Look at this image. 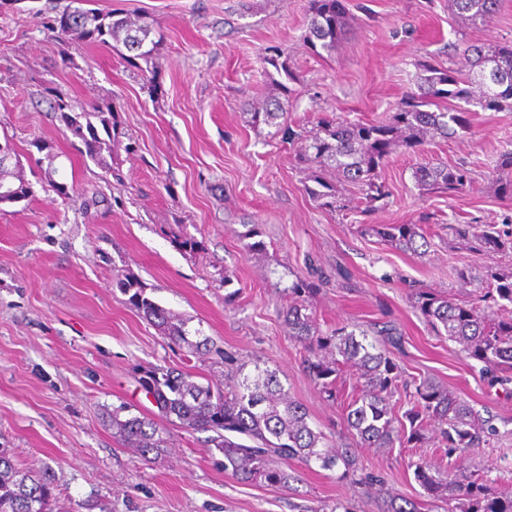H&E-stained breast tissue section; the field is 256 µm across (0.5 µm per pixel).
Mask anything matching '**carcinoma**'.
Segmentation results:
<instances>
[{
  "label": "carcinoma",
  "mask_w": 512,
  "mask_h": 512,
  "mask_svg": "<svg viewBox=\"0 0 512 512\" xmlns=\"http://www.w3.org/2000/svg\"><path fill=\"white\" fill-rule=\"evenodd\" d=\"M502 0H448V9L460 27L476 26L490 19ZM346 20L342 0H308L307 43L312 48L331 50ZM59 37L75 34L91 43L125 49L123 58L140 60L145 71L152 72L153 58L160 40L153 38V24L115 17L114 12L65 7L56 13L48 27ZM462 69H439L425 65L428 75L408 92L396 112L381 124L360 122H324L310 137L297 140L300 161L319 169H331L357 185L367 208L389 197L380 170L396 149L422 152L435 136H452L468 128L462 111L427 110L438 100L452 99L484 110H512V46L469 45L464 50ZM503 73L505 81L489 89L482 80L487 69ZM66 125L81 139L84 153L100 160L110 151L109 141L100 137L98 128L119 132L113 121L115 106L110 98L90 111L65 112L58 104ZM288 116V104L272 100L253 108V123L274 124ZM496 181L505 192L512 191V149L503 151L495 165ZM417 186L423 190L456 193L474 182L464 166L420 164L414 172ZM315 188L308 194L321 207L336 208V186L319 174L313 175ZM12 192L0 196V203H16L31 194V187L9 164L0 162V186ZM381 239L403 251H419L430 242L418 224L367 225ZM453 237L480 256L512 252V230L497 224H452ZM457 279L468 284L479 277L486 283L484 292L470 300L442 295L430 288L415 292V303L434 330L461 346L466 357L482 363L491 381L503 386L512 383V271L491 266L479 275L473 268L456 271ZM130 294V301L161 334L175 345H184L189 353L207 348L209 338L191 341L186 321L173 315L146 296L145 287L136 279L119 281ZM288 335L308 353L307 370L315 384L330 392L336 378L348 372L360 387V394L348 406L346 423L360 448H416L425 439L426 425L438 423V439L449 457L462 456L479 448L495 427L464 400L431 380H421L409 394L411 407L398 417L392 398L411 382L403 379L392 352L367 338L357 339L355 331L338 327L326 334L316 325L307 306L294 304L285 314ZM138 382L153 394L162 418L179 422L193 432H210L209 442L224 455V471L242 481L261 480L269 485L286 482L280 463L298 461L306 466L317 463L324 470L343 468L341 478L357 471L356 451L350 447H332L325 435L309 426L308 413L288 396L276 372L254 365V372L239 375L224 387L203 386L191 374L161 365L140 370ZM127 407L112 409V433L126 445L137 449L141 457L160 451L164 442L160 425L144 416L121 417ZM415 480L434 501L457 499L468 502L464 512H512V491L505 492L486 482L461 478L447 468L423 459L412 460ZM382 512H420L418 502L380 488ZM55 500L53 487L43 478L18 470L12 457L0 449V512H51Z\"/></svg>",
  "instance_id": "carcinoma-1"
}]
</instances>
